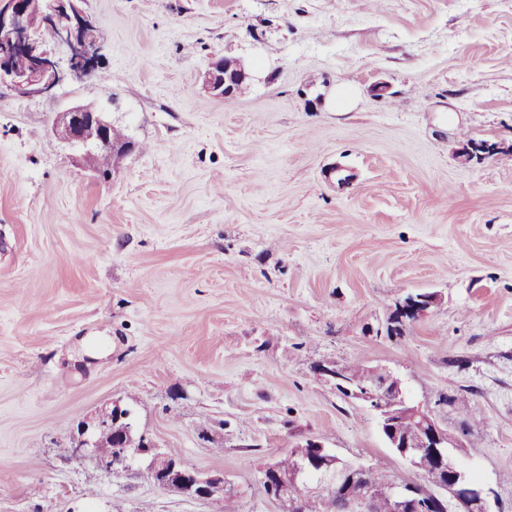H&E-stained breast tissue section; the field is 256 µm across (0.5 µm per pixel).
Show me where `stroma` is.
<instances>
[{
	"label": "stroma",
	"instance_id": "35a3bbf8",
	"mask_svg": "<svg viewBox=\"0 0 512 512\" xmlns=\"http://www.w3.org/2000/svg\"><path fill=\"white\" fill-rule=\"evenodd\" d=\"M84 8L91 76L0 85V512H281L260 471L310 437L416 479L322 363L401 379L512 512V0ZM218 56L234 98L202 87ZM76 103L134 144L108 175L48 134ZM471 140L497 150L464 160ZM114 401L229 493L66 455ZM246 78L239 64L225 58L211 62L201 76L203 89L209 95L221 99L234 97ZM436 304V297L428 293H407L398 302L394 316L391 319L390 328L396 322L405 324L406 321H416L425 316Z\"/></svg>",
	"mask_w": 512,
	"mask_h": 512
}]
</instances>
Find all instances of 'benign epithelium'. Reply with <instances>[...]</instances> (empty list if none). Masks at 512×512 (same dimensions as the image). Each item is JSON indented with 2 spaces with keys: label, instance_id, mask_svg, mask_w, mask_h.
<instances>
[{
  "label": "benign epithelium",
  "instance_id": "benign-epithelium-1",
  "mask_svg": "<svg viewBox=\"0 0 512 512\" xmlns=\"http://www.w3.org/2000/svg\"><path fill=\"white\" fill-rule=\"evenodd\" d=\"M84 0H6L0 6V84L9 86L20 97L51 93L69 76L91 75L99 66L100 42L92 43L88 32L96 29L93 18L81 7ZM68 50L67 68L59 66L52 46ZM202 87L215 98H232L246 81L244 69L237 63L219 58L202 74ZM50 135L81 151V157L97 168L99 153L124 154L134 147L126 139L112 138V123L92 105L75 104L57 113ZM436 304L428 293H407L398 302L391 323L416 321ZM318 372L336 382V387L352 398L366 403L375 413L387 446L418 470L417 459L424 457L449 474V479L428 488L419 481L391 482L371 485L364 497H381L389 501L392 512H422L412 492L419 489L429 497L435 512H493L496 490L488 483L472 478L470 472L448 456L450 437L438 424L432 411L413 404L402 381L390 373L377 378V372L366 371L361 379L349 378L343 367L321 366ZM130 417L129 410L114 401L98 408L92 419L81 421L75 432V443L69 455L88 458L99 466L113 469L114 455L99 448H114L120 455L138 448L137 455H152L151 477L163 489L199 499H212L224 493L222 473H204L184 464L180 459L157 451L156 443L143 435L118 433L115 426ZM300 447L299 469L295 473L278 474L273 464L260 471V482L267 495L287 504L286 512H309L310 500L298 484L317 474L335 493L356 471L339 470L341 459L319 439L308 438Z\"/></svg>",
  "mask_w": 512,
  "mask_h": 512
}]
</instances>
